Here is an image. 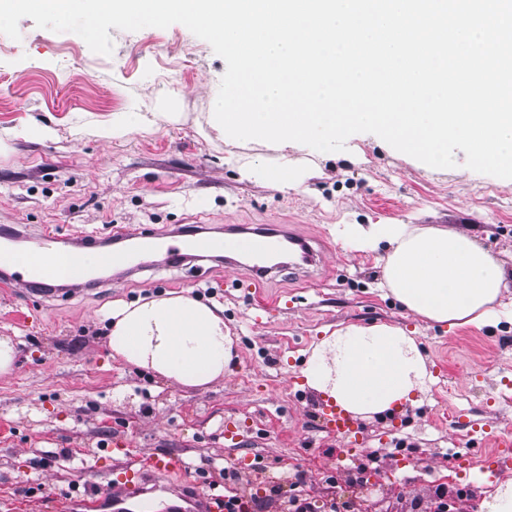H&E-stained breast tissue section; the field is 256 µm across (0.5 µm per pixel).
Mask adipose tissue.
<instances>
[{"label":"adipose tissue","mask_w":512,"mask_h":512,"mask_svg":"<svg viewBox=\"0 0 512 512\" xmlns=\"http://www.w3.org/2000/svg\"><path fill=\"white\" fill-rule=\"evenodd\" d=\"M362 250L386 245L383 288L408 312L437 324L512 321L500 300L512 276L460 231L418 224H349ZM108 346L126 365L184 389L229 374L238 338L224 309L190 293L155 295L113 308ZM304 387L355 418L422 405L433 383L416 337L385 323L340 326L313 342L300 369Z\"/></svg>","instance_id":"adipose-tissue-1"}]
</instances>
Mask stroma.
<instances>
[{
    "mask_svg": "<svg viewBox=\"0 0 512 512\" xmlns=\"http://www.w3.org/2000/svg\"><path fill=\"white\" fill-rule=\"evenodd\" d=\"M0 33V226L15 224L103 237L131 225L176 237L207 218L212 236L228 224H284L324 251L312 283L282 270L253 287L245 270L215 260L113 277L45 301L25 289L0 291V336L18 355L0 376V512H56L76 482H124L108 447L173 453L186 467L170 483L218 479L242 467L238 493L301 490L315 512L335 500L362 503L361 483L381 485L386 512H415L432 487L450 512H479L488 482L469 483L463 452L469 422L487 438L512 432V323L476 328L435 324L404 310L381 288L385 247L362 251L346 224H423L465 231L512 270V181L465 167L437 169L358 133L341 152L224 137L212 124L226 71L223 58L184 25L110 29L113 52L93 53L72 32L19 22ZM125 113L148 130L105 139L100 126ZM52 129L50 139L37 130ZM294 162L291 187L267 176L280 154ZM261 173H243V161ZM172 292L224 308L238 338L232 371L208 390L156 381L111 357L106 316L113 305ZM388 323L416 336L434 378L424 404L359 420L366 456L334 466L335 437L314 421L317 394L303 388V353L325 331Z\"/></svg>",
    "mask_w": 512,
    "mask_h": 512,
    "instance_id": "35a3bbf8",
    "label": "stroma"
}]
</instances>
